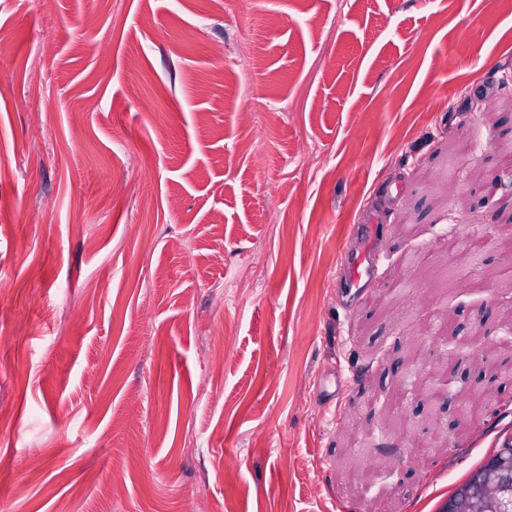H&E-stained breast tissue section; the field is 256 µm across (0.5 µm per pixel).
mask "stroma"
<instances>
[{"label": "stroma", "mask_w": 512, "mask_h": 512, "mask_svg": "<svg viewBox=\"0 0 512 512\" xmlns=\"http://www.w3.org/2000/svg\"><path fill=\"white\" fill-rule=\"evenodd\" d=\"M0 33V512H430L512 435L497 0H0Z\"/></svg>", "instance_id": "35a3bbf8"}]
</instances>
